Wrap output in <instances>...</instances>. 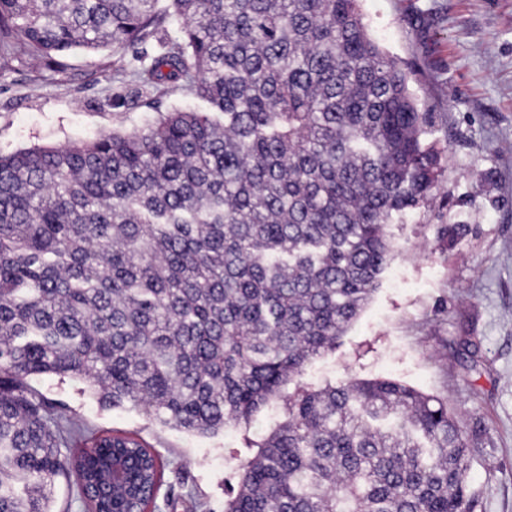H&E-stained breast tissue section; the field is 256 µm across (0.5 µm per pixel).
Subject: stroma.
Masks as SVG:
<instances>
[{"instance_id":"obj_1","label":"stroma","mask_w":512,"mask_h":512,"mask_svg":"<svg viewBox=\"0 0 512 512\" xmlns=\"http://www.w3.org/2000/svg\"><path fill=\"white\" fill-rule=\"evenodd\" d=\"M370 36L406 69L432 119V199L389 231L402 244L372 300L334 349L313 359L248 424L187 433L143 406L101 404L87 384L55 375L31 385L80 426L138 436L167 461L160 512H224L242 465L288 421V398L347 379H394L448 402L468 437L475 512H512V0H361ZM67 68L0 69V150L62 147L129 132L172 110H205L182 87L112 104L131 55L74 51ZM466 232L455 243L441 225Z\"/></svg>"}]
</instances>
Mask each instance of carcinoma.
<instances>
[{"instance_id":"cac0c4a2","label":"carcinoma","mask_w":512,"mask_h":512,"mask_svg":"<svg viewBox=\"0 0 512 512\" xmlns=\"http://www.w3.org/2000/svg\"><path fill=\"white\" fill-rule=\"evenodd\" d=\"M166 2L165 8L158 7ZM359 0H0V65L64 69L132 52L142 86L207 112L130 132L0 151V512L156 499L95 495L120 455L163 486L161 455L62 422L29 380L88 383L201 434L247 423L336 345L399 250L387 225L427 203L437 158L411 72ZM181 21L150 55L143 45ZM470 448L448 403L393 379L288 399L224 512H475ZM53 509L60 510L66 504L70 506L69 512H83L80 502L76 499V487L73 478L71 481L58 477L55 481Z\"/></svg>"}]
</instances>
